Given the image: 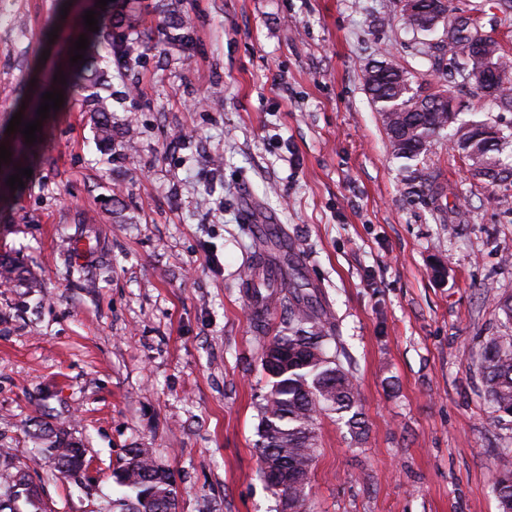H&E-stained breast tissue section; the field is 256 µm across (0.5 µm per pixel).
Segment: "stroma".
<instances>
[{
  "mask_svg": "<svg viewBox=\"0 0 512 512\" xmlns=\"http://www.w3.org/2000/svg\"><path fill=\"white\" fill-rule=\"evenodd\" d=\"M66 0H0V135L88 35ZM162 0H122L98 21L132 27L141 63L113 79L103 154L69 92L41 122L38 163L0 210V255L37 277L0 285V448L42 499L24 512H112L128 449L172 473L177 512H280L260 475L257 406L268 390L241 286L257 224L294 241L301 278L330 311L361 392L366 434L317 421L310 512H499L497 457L512 417L482 389L485 342L512 329V182L489 189L433 141L394 157L364 87L384 57L479 109L454 83L439 35L402 25L400 0H182L192 37L158 31ZM512 56L500 0H450ZM91 243L69 277L63 234ZM80 439V480L37 453Z\"/></svg>",
  "mask_w": 512,
  "mask_h": 512,
  "instance_id": "1",
  "label": "stroma"
}]
</instances>
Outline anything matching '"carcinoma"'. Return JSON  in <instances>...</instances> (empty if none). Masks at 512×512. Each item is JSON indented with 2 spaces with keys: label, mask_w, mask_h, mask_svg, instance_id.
Returning a JSON list of instances; mask_svg holds the SVG:
<instances>
[{
  "label": "carcinoma",
  "mask_w": 512,
  "mask_h": 512,
  "mask_svg": "<svg viewBox=\"0 0 512 512\" xmlns=\"http://www.w3.org/2000/svg\"><path fill=\"white\" fill-rule=\"evenodd\" d=\"M448 39L445 48L456 78L474 87L485 101L495 106L512 107V58L494 40L489 41L485 55L500 72L494 96L485 93L478 82L477 70L482 61L472 57L470 43L476 34L474 27L462 17L447 12L440 21ZM109 46L112 61L119 70L130 71L140 60L134 44L126 37L112 35V26H105L88 37L84 62L66 78L69 88L85 92L89 111L96 115L97 143L101 150H112V93L108 76L98 62L95 47L98 42ZM383 62L373 64L381 76L364 80L365 89L379 112L392 154L415 160L427 154L431 143L457 116H449L444 104L428 107L415 96L399 98L406 85L414 84L410 73L388 71ZM496 122H461L456 127L457 151L471 161L474 176L490 187L512 177V169L500 166L496 153L499 147L487 148L483 129ZM0 280L19 282L27 288L39 283L25 276V270L7 257L0 258ZM251 298L272 301L288 313V323L276 335H264V324L257 320L256 329L262 347V369L268 377V392L258 406L259 424L256 453L266 483L274 488L282 509L308 512L309 476L316 459L318 417L334 413L345 421L350 433L362 439L365 430L360 420V392L352 371L340 359V351L332 352L331 343L338 340L336 324L317 297L302 288H281L267 279L263 270L250 266L246 274ZM482 369L484 393L494 411L512 415V338H493L486 343ZM43 456L55 460L59 473L78 476L85 449L73 442L53 440L39 449ZM0 464L6 484L0 498V512H18L13 504L19 494L26 499L38 497L37 487L30 479L29 467L13 462L9 452L0 449ZM500 479L496 496L500 512H512V452L498 457ZM117 484L125 489L112 500V512H155L159 505L175 500L172 476L159 464L148 448L129 449L128 459L114 473Z\"/></svg>",
  "instance_id": "1"
}]
</instances>
